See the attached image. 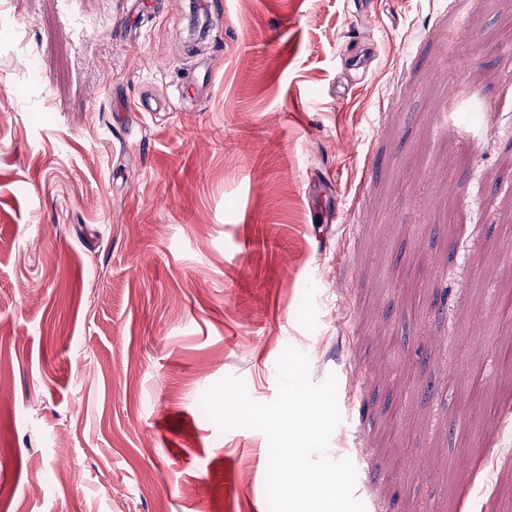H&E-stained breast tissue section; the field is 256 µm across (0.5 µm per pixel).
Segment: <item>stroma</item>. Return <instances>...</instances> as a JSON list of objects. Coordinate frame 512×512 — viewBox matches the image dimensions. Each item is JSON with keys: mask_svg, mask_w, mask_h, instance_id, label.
<instances>
[{"mask_svg": "<svg viewBox=\"0 0 512 512\" xmlns=\"http://www.w3.org/2000/svg\"><path fill=\"white\" fill-rule=\"evenodd\" d=\"M196 2L0 0V512H271L289 347L365 512H512V0Z\"/></svg>", "mask_w": 512, "mask_h": 512, "instance_id": "35a3bbf8", "label": "stroma"}]
</instances>
